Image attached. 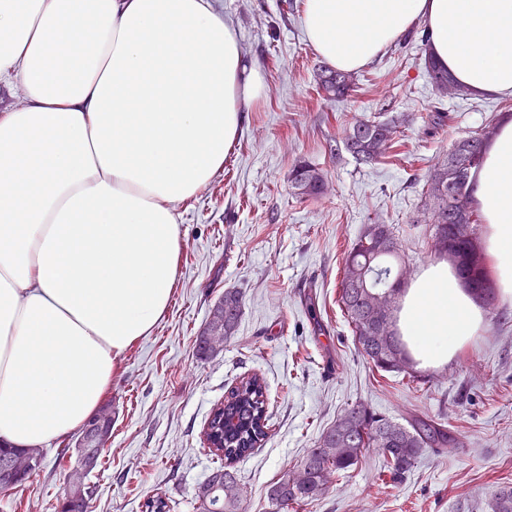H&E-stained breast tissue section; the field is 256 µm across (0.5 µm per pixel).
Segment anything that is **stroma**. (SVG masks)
Here are the masks:
<instances>
[{
	"label": "stroma",
	"instance_id": "1",
	"mask_svg": "<svg viewBox=\"0 0 512 512\" xmlns=\"http://www.w3.org/2000/svg\"><path fill=\"white\" fill-rule=\"evenodd\" d=\"M215 3L259 66L265 92L249 105L223 170L176 208L184 241L177 285L153 332L120 356L104 398L112 437L86 478L92 512H145L157 496L170 512H196L194 490L220 463L204 442L205 422L252 375L265 381L270 406L267 440L237 465L246 512H276L270 485L355 402L399 422L432 418L461 445L424 451L397 479L367 449L300 512H454L458 502L484 501L495 485L512 483V295L499 299L506 319L483 321L430 368L428 384L408 385L372 370L359 352L339 302V270L364 225L377 221L396 226L414 272L432 266L425 180L455 141L512 118V96L440 95L420 41L402 37L357 71L345 100H329L315 81L324 61L306 39L303 0ZM435 110L446 118L433 128L425 118ZM389 112L409 121L385 158L360 164L330 153L353 117ZM303 159L323 171L326 194L293 193L288 174ZM228 288L244 297L237 331L198 360L195 339ZM44 453L39 471L0 495V512H57L76 452L65 439Z\"/></svg>",
	"mask_w": 512,
	"mask_h": 512
}]
</instances>
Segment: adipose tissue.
<instances>
[{
  "instance_id": "adipose-tissue-1",
  "label": "adipose tissue",
  "mask_w": 512,
  "mask_h": 512,
  "mask_svg": "<svg viewBox=\"0 0 512 512\" xmlns=\"http://www.w3.org/2000/svg\"><path fill=\"white\" fill-rule=\"evenodd\" d=\"M316 54L354 72L414 27L478 94L512 96V0H303ZM0 445L65 438L100 406L119 357L165 315L175 207L223 169L265 90L211 0H0ZM471 195L512 292V120ZM482 312L447 266L422 271L398 327L450 359Z\"/></svg>"
}]
</instances>
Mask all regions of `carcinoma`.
<instances>
[{
	"mask_svg": "<svg viewBox=\"0 0 512 512\" xmlns=\"http://www.w3.org/2000/svg\"><path fill=\"white\" fill-rule=\"evenodd\" d=\"M432 84L442 95L461 96L462 86L428 60ZM322 90L334 98L352 91L354 74L327 65L317 73ZM405 118L386 119L361 116L344 130L336 149H344L358 161L372 163L392 148ZM494 127L486 125L457 140L429 175L422 192L423 208L433 224L434 257L452 267L463 279L477 303L491 315L503 316L490 278L481 238V215L469 189L481 167ZM289 182L295 193L313 198L327 191L322 170L308 161L293 166ZM411 280L410 264L397 229L392 224H367L347 250L341 269L339 301L351 327L357 347L378 371L403 375L410 382L424 378L417 369L409 344L396 327V300ZM243 310L240 291L229 288L212 308L209 319L196 339L197 354L207 360L237 331ZM236 420L226 429L225 419ZM267 388L257 375L240 379L224 403L216 406L206 423L215 455L224 464L213 469L194 493L196 512H242V496L234 464L261 446L267 432ZM454 439L434 420L412 418L399 423L374 412L363 403L349 406L324 432L316 446L285 471L269 488L268 495L278 512L296 508L324 497L336 476L356 466L368 448L378 449L391 472L410 471L428 448H446ZM59 512H91L90 494L63 497ZM459 512H512V484L497 485L480 508L462 505Z\"/></svg>",
	"mask_w": 512,
	"mask_h": 512,
	"instance_id": "carcinoma-1",
	"label": "carcinoma"
}]
</instances>
